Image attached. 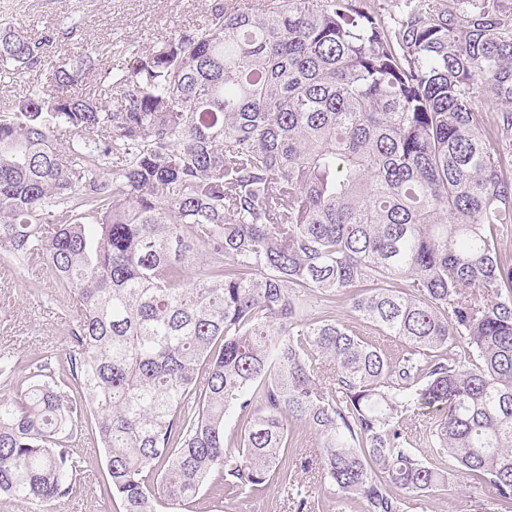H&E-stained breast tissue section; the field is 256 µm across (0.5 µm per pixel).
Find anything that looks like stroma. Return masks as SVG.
<instances>
[{"label": "stroma", "instance_id": "1", "mask_svg": "<svg viewBox=\"0 0 512 512\" xmlns=\"http://www.w3.org/2000/svg\"><path fill=\"white\" fill-rule=\"evenodd\" d=\"M207 3L208 0H0V24L22 27L35 37L49 28L76 26V34L59 45V55L76 62L91 53L102 68L111 63L127 64L133 51L151 49L158 39L174 30L201 24ZM67 302L46 265H15L0 247V350H9L19 360L48 358L52 369L62 372L67 367V328L71 322ZM289 428L301 441L300 447L288 451L294 461V483L311 488L314 496L321 499L320 512H361L358 502L342 499L336 488L321 484L316 473L302 470V461L314 455L316 440L301 422H290ZM78 451L88 463L80 489L41 512H118L106 494L105 459L94 434L82 439ZM490 495L488 487L456 478L449 494L430 501L428 512H474L475 501ZM193 512H294V507L280 485L274 484L254 495L220 502L201 495Z\"/></svg>", "mask_w": 512, "mask_h": 512}]
</instances>
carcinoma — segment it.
<instances>
[{
	"label": "carcinoma",
	"instance_id": "obj_1",
	"mask_svg": "<svg viewBox=\"0 0 512 512\" xmlns=\"http://www.w3.org/2000/svg\"><path fill=\"white\" fill-rule=\"evenodd\" d=\"M76 30L0 26V79L45 76L0 113V246L76 310L66 378L0 358V493L72 495L87 422L119 512L286 489L292 419L362 512H425L454 472L496 490L479 512H512L498 0H209L93 95L74 89L94 58L50 59ZM427 414L420 447L407 422ZM334 318L336 321L343 322L344 324L353 327V329L359 331L367 340L386 349L391 355L395 356L401 353V346L396 340H394V338L383 336L381 331L375 330L374 327H368L366 324L358 322L357 319L349 313L346 305H339V307H336V314Z\"/></svg>",
	"mask_w": 512,
	"mask_h": 512
}]
</instances>
